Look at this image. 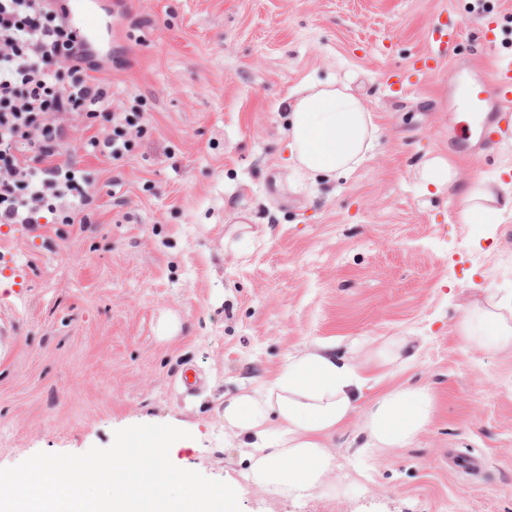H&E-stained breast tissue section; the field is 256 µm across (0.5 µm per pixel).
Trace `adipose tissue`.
<instances>
[{"instance_id":"1","label":"adipose tissue","mask_w":512,"mask_h":512,"mask_svg":"<svg viewBox=\"0 0 512 512\" xmlns=\"http://www.w3.org/2000/svg\"><path fill=\"white\" fill-rule=\"evenodd\" d=\"M286 109L285 163L303 178L353 172L374 147L371 115L348 87L303 85ZM458 333L483 351H512V305L492 299L466 311ZM368 382L357 365L319 344L294 357L264 392L225 401L224 428L243 441L249 480L283 497L325 485L334 467L330 442L351 422ZM434 409L427 388L384 390L364 420L366 447L384 453L412 443Z\"/></svg>"}]
</instances>
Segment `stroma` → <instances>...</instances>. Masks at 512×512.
Masks as SVG:
<instances>
[{
	"label": "stroma",
	"mask_w": 512,
	"mask_h": 512,
	"mask_svg": "<svg viewBox=\"0 0 512 512\" xmlns=\"http://www.w3.org/2000/svg\"><path fill=\"white\" fill-rule=\"evenodd\" d=\"M100 0L112 37L100 78L142 95L152 131L112 165L86 155L101 195L91 224L14 225L0 254V468L106 448L116 429L188 431L179 468L236 486L241 512H512V351L459 336L485 294L512 298V215L476 227L461 196L425 186L436 158L463 188L512 183V131L489 150L453 108L470 63L512 61V0ZM444 11L463 35L453 69L394 96L387 78L426 47ZM495 18L493 49L481 41ZM307 81L347 85L375 147L350 175L298 176L282 161L280 103ZM405 337L410 364L369 370L370 391L426 387L436 413L413 444L363 452L361 399L331 447L329 483L280 497L244 478L224 400L263 390L300 350L334 345L358 364ZM204 379L183 392L186 369ZM479 459V473L452 468Z\"/></svg>",
	"instance_id": "1"
}]
</instances>
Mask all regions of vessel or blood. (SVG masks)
<instances>
[{
  "instance_id": "vessel-or-blood-1",
  "label": "vessel or blood",
  "mask_w": 512,
  "mask_h": 512,
  "mask_svg": "<svg viewBox=\"0 0 512 512\" xmlns=\"http://www.w3.org/2000/svg\"><path fill=\"white\" fill-rule=\"evenodd\" d=\"M67 15L80 37L89 40L101 35L103 20L98 0H82L79 10H68ZM460 36L458 21L449 17L436 18L428 29L426 49L412 60L406 71L398 74L395 81L397 93L407 90L412 77H423L438 70ZM461 105L475 114L480 128V146L492 148L503 131V122L512 118V63L498 64L489 77L476 79Z\"/></svg>"
}]
</instances>
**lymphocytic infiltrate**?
<instances>
[{"label": "lymphocytic infiltrate", "instance_id": "lymphocytic-infiltrate-1", "mask_svg": "<svg viewBox=\"0 0 512 512\" xmlns=\"http://www.w3.org/2000/svg\"><path fill=\"white\" fill-rule=\"evenodd\" d=\"M98 70L64 0H0V226L90 222L98 192L60 153L74 121L90 131L83 150L108 162L147 134L144 112Z\"/></svg>", "mask_w": 512, "mask_h": 512}]
</instances>
